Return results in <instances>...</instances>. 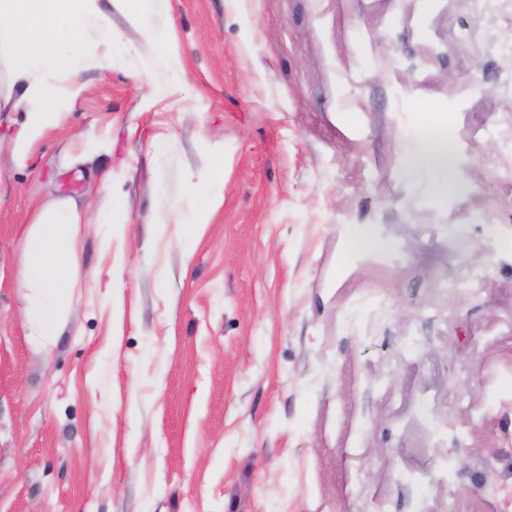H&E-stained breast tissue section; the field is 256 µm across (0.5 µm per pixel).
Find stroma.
Returning a JSON list of instances; mask_svg holds the SVG:
<instances>
[{
    "label": "stroma",
    "instance_id": "stroma-1",
    "mask_svg": "<svg viewBox=\"0 0 512 512\" xmlns=\"http://www.w3.org/2000/svg\"><path fill=\"white\" fill-rule=\"evenodd\" d=\"M134 6L157 41L99 0L52 49L86 93L0 154V512H512V0ZM62 197L45 351L21 241ZM452 147L447 137H424L417 151L411 157V164L431 172L438 187H448V165L451 160ZM90 224L88 210L72 198L36 209L22 243L27 318L41 344L53 343L69 312L79 237Z\"/></svg>",
    "mask_w": 512,
    "mask_h": 512
}]
</instances>
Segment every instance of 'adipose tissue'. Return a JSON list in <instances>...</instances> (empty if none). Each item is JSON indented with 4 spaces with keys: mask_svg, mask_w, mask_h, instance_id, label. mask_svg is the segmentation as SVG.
<instances>
[{
    "mask_svg": "<svg viewBox=\"0 0 512 512\" xmlns=\"http://www.w3.org/2000/svg\"><path fill=\"white\" fill-rule=\"evenodd\" d=\"M98 0H0V58L7 70V87L0 91V112H22L25 122L9 138H0L6 150L25 161L33 143L66 104L84 94L74 62L60 64L50 49L59 37L57 19L67 16L78 29ZM66 66L69 81L55 89L49 75ZM452 147L447 137L423 138L411 157L413 166L431 172L439 188L448 186ZM90 222L88 211L71 198L36 209L22 243L23 285L27 291V318L42 345L57 336L71 304L72 275L79 237Z\"/></svg>",
    "mask_w": 512,
    "mask_h": 512,
    "instance_id": "1",
    "label": "adipose tissue"
}]
</instances>
